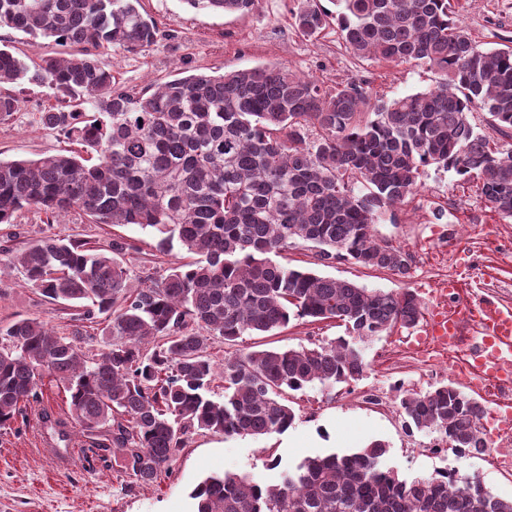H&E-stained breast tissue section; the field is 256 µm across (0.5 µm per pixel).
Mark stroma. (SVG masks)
I'll use <instances>...</instances> for the list:
<instances>
[{
    "mask_svg": "<svg viewBox=\"0 0 512 512\" xmlns=\"http://www.w3.org/2000/svg\"><path fill=\"white\" fill-rule=\"evenodd\" d=\"M452 3L459 24L482 46L512 39V0ZM301 6L302 0H256L249 13L222 14L194 10L184 0H142L143 12L160 27L158 43L136 54L108 45L100 49L99 57L111 66L116 82L137 90L189 74L220 75L269 64L290 68L328 87L363 79L385 100L435 86L438 75L424 64L358 59L338 41L332 29L315 37L302 35L293 19ZM2 46L36 62L46 56L82 50L75 43L61 45L51 38L8 28L0 29ZM0 92L18 99L16 112L7 117L0 115L1 159L35 158L72 150L71 141L63 133L38 123L40 113L57 104L51 90L30 84H4ZM422 183L417 195L390 209L378 226L380 235L415 255L414 276L402 279L385 270L366 269L344 260L319 266L313 250L307 247L289 250L285 263L370 290L408 288L422 296L441 278L455 276L465 262L469 265L470 286L476 293L493 294L500 306L512 308V221L502 220L475 186L459 182L454 172L427 168ZM438 206L448 214V249L444 252L438 250L432 232V211ZM48 235L105 244L115 239L129 243L123 260L134 288L144 284L146 277L163 274L170 266L192 259L191 254L177 247L163 251L158 236L138 226L93 224L78 211L50 223L34 206L19 211L12 223L0 224V249L30 244ZM31 316L45 320L60 336L71 335L77 326L75 308L48 303L22 270L0 267V325ZM345 333L338 321L294 319L277 334L243 337L237 347H312ZM402 335L398 329L367 346L365 356L371 368L362 380L332 389L317 385L290 393L295 422L284 433L257 438L191 434L168 471L146 486L121 472L110 452L89 451L87 439L79 430H72L69 441L63 442L54 429L42 423L41 413L55 418L68 414L62 383L54 376L43 375L39 382L41 403L28 408L25 417L17 419L11 428L0 429V512H195L191 493L207 476L233 472L274 485L281 482L285 469L304 458L350 454L375 440L386 444L383 464L399 477L411 480L457 470L477 477L494 495L511 500L512 477L493 471L486 457L424 451L430 434L407 433L402 420L359 401L360 392L368 388L396 382L410 387L422 377L417 360L406 356L395 362L387 359L394 341ZM234 348L215 336L209 352L220 365Z\"/></svg>",
    "mask_w": 512,
    "mask_h": 512,
    "instance_id": "35a3bbf8",
    "label": "stroma"
}]
</instances>
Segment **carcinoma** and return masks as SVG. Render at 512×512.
Masks as SVG:
<instances>
[{"label":"carcinoma","instance_id":"1","mask_svg":"<svg viewBox=\"0 0 512 512\" xmlns=\"http://www.w3.org/2000/svg\"><path fill=\"white\" fill-rule=\"evenodd\" d=\"M195 9L246 13L255 0H184ZM305 0L298 30H336L359 59L422 62L439 74L423 92L390 100L353 79L331 89L277 65L220 75L190 74L144 91L112 81L96 50L128 52L157 42L141 0H0V28L85 45L68 57L27 62L0 48V84L46 86L62 108L40 124L83 153L0 159V224L27 206L55 219L80 210L93 224L137 225L195 261L173 266L142 288L128 284L117 255L130 244L46 236L3 249L42 296L103 316L105 348L87 359L82 332L58 336L38 317L0 336V429L39 403L47 371L66 385L73 423L90 447L112 451L138 484L157 481L194 432L226 437L282 433L295 421L286 391L359 381L365 343L414 327L417 295L368 290L290 268L276 260L302 242L323 263L351 260L405 278L413 256L379 234L386 212L421 188L426 168L474 182L503 219L512 220V45L480 49L457 22L450 0ZM491 117L494 141L470 121ZM362 184L357 191L354 183ZM338 320L349 337L314 347L237 352L216 373L210 337L232 346L293 319ZM162 343L146 348L152 339ZM224 382L222 400L213 382ZM408 430L430 431L460 452L483 448L475 434L479 402L446 384L403 392ZM386 445L307 458L267 485L226 473L192 492L196 512H512L476 478L448 490V473L401 479L383 469Z\"/></svg>","mask_w":512,"mask_h":512}]
</instances>
